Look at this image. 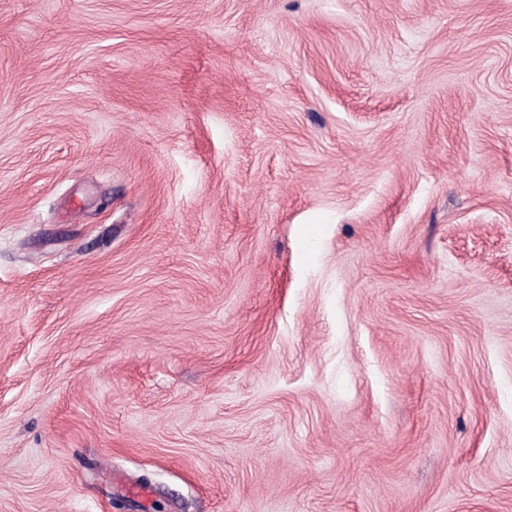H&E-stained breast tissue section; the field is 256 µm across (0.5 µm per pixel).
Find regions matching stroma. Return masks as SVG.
I'll return each mask as SVG.
<instances>
[{
  "label": "stroma",
  "instance_id": "obj_1",
  "mask_svg": "<svg viewBox=\"0 0 512 512\" xmlns=\"http://www.w3.org/2000/svg\"><path fill=\"white\" fill-rule=\"evenodd\" d=\"M0 512H512V0H0Z\"/></svg>",
  "mask_w": 512,
  "mask_h": 512
}]
</instances>
